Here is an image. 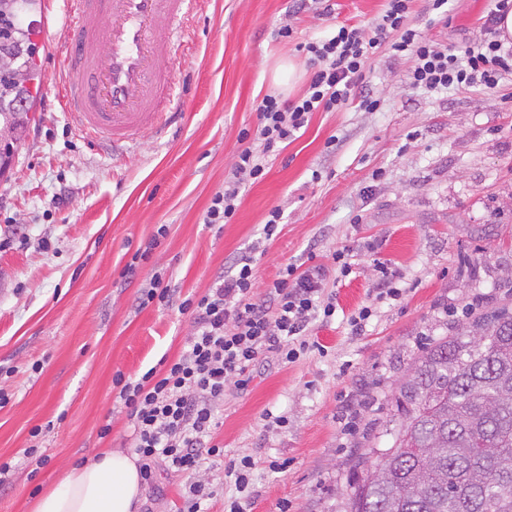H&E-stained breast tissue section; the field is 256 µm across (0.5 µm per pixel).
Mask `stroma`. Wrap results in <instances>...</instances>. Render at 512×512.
<instances>
[{"label":"stroma","instance_id":"stroma-1","mask_svg":"<svg viewBox=\"0 0 512 512\" xmlns=\"http://www.w3.org/2000/svg\"><path fill=\"white\" fill-rule=\"evenodd\" d=\"M335 2L330 16L294 18L288 42L274 31L289 0H202L174 55L180 119L117 150L86 137L59 101L67 69L52 48L68 39L62 0L22 16L42 84L0 174V462L11 465L0 512H31L100 450L130 451L113 375L139 378L176 358L193 333L189 314L140 306L138 281L121 277L148 242L156 247L140 279L164 273L184 297L204 294L248 252L276 207L283 218L258 259L256 295L289 263L328 265L344 249L352 264L326 288L335 315L307 328L314 350L286 366L267 356L246 388L227 384L214 431L224 452L199 471L214 492L208 512L235 496L227 471L245 456L255 462L246 512H343L360 453L393 444L389 398L423 347L512 300V77L493 94L430 95L408 85L411 59L386 45L364 79L376 111L313 113L269 157L264 179L242 190L232 223H205L245 147L241 131L280 91L277 63L294 65L289 95L298 97L311 68L297 43L369 24L384 4ZM429 5L419 0L411 21L437 43L461 51L487 38L481 19L493 0H448L447 23L432 26ZM383 266L397 298L377 296ZM365 306L372 315L354 332L350 318ZM31 446L45 465L25 456ZM153 472L136 512H179L184 477L162 465Z\"/></svg>","mask_w":512,"mask_h":512}]
</instances>
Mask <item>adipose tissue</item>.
Returning <instances> with one entry per match:
<instances>
[{
  "label": "adipose tissue",
  "instance_id": "1",
  "mask_svg": "<svg viewBox=\"0 0 512 512\" xmlns=\"http://www.w3.org/2000/svg\"><path fill=\"white\" fill-rule=\"evenodd\" d=\"M141 483L135 456L106 450L71 467L56 487L38 497L33 512H135Z\"/></svg>",
  "mask_w": 512,
  "mask_h": 512
}]
</instances>
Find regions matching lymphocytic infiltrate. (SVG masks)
I'll use <instances>...</instances> for the list:
<instances>
[{
	"label": "lymphocytic infiltrate",
	"mask_w": 512,
	"mask_h": 512,
	"mask_svg": "<svg viewBox=\"0 0 512 512\" xmlns=\"http://www.w3.org/2000/svg\"><path fill=\"white\" fill-rule=\"evenodd\" d=\"M416 2L385 0L370 25H343L326 39L300 44L311 67L306 90L292 100L275 94L262 98L256 129L241 133L242 139L260 143L262 150L257 153L247 147L238 154L223 192L214 196L206 211L207 223H231L241 186L265 176L264 154L293 141L312 113L336 112L355 102L368 111L378 109V99L364 85V71L382 44L412 59L407 80L429 94L474 86L494 92L512 77V48L504 49L499 40L488 38L457 55L411 24ZM332 260V266L303 270L286 265L260 300L254 292L257 259L252 254L238 258L198 297L176 301L174 289L158 274L144 288L142 302L175 301L180 310L189 312L194 334L163 368H150L134 382L118 372L112 384L133 428V448L142 460L144 478H151L158 463L187 476L181 512H202L203 501L212 496L195 475L203 456L221 452L212 431L226 384L234 381L246 387L256 363L268 353L284 364L298 361L310 348L301 338L309 322L334 315L336 305L325 297V289L332 271L345 277L351 265L342 251L335 252Z\"/></svg>",
	"instance_id": "lymphocytic-infiltrate-1"
}]
</instances>
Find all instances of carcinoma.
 Returning a JSON list of instances; mask_svg holds the SVG:
<instances>
[{
	"label": "carcinoma",
	"instance_id": "obj_1",
	"mask_svg": "<svg viewBox=\"0 0 512 512\" xmlns=\"http://www.w3.org/2000/svg\"><path fill=\"white\" fill-rule=\"evenodd\" d=\"M40 0H0V171L14 155L40 83L20 16ZM392 447L354 475L347 512H512V306L433 339L400 380Z\"/></svg>",
	"mask_w": 512,
	"mask_h": 512
}]
</instances>
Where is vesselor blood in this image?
Wrapping results in <instances>:
<instances>
[{
    "mask_svg": "<svg viewBox=\"0 0 512 512\" xmlns=\"http://www.w3.org/2000/svg\"><path fill=\"white\" fill-rule=\"evenodd\" d=\"M77 40L66 52L62 103L96 138L133 141L163 130L178 93L171 71L175 36L200 0H64Z\"/></svg>",
    "mask_w": 512,
    "mask_h": 512,
    "instance_id": "vessel-or-blood-1",
    "label": "vessel or blood"
}]
</instances>
